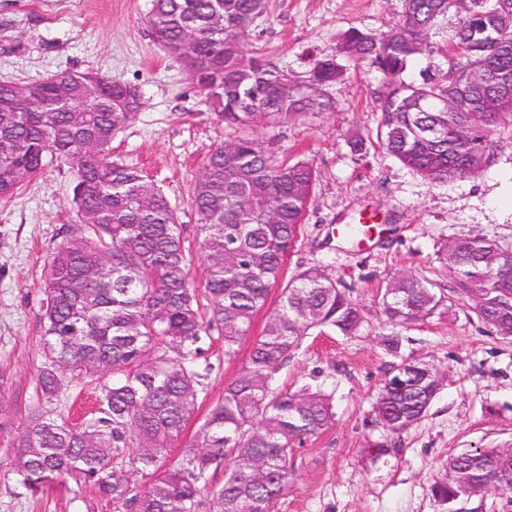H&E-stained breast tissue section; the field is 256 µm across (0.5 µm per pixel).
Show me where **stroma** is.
Returning <instances> with one entry per match:
<instances>
[{
  "label": "stroma",
  "instance_id": "obj_1",
  "mask_svg": "<svg viewBox=\"0 0 512 512\" xmlns=\"http://www.w3.org/2000/svg\"><path fill=\"white\" fill-rule=\"evenodd\" d=\"M149 8L150 0H0V81L32 84L62 70H93L140 88L144 105L113 139L112 157L143 170L176 206L200 287L201 236L188 195L209 152L233 132L152 39ZM401 10L402 0H265L247 50L302 73L316 53L335 52L346 32L382 33ZM457 19L451 12L439 20L432 51L418 56L408 78L443 77L448 32ZM381 79L368 64L347 62L331 89L333 111L258 132L280 160L306 161L317 173L285 274L322 270L365 316L356 335L305 336L275 375L278 388L331 396L335 416L297 447L294 482L274 512H448L431 488L446 477L449 458L474 448H512V337L474 317L440 259L443 246L463 233L512 244V129L497 134L495 162L479 176L428 182L376 142ZM72 187L68 168H51L14 198L0 200V371L8 375L9 392L0 408V512H115L94 489L71 482L31 495L10 468L18 432L41 405L43 267L74 220ZM366 208L386 218L375 244L337 235V225L355 222ZM400 271L426 279L442 298L433 314L405 327L387 323L380 304L387 278ZM279 298V288H272L233 357H225L218 333L203 338L200 363L209 372L200 411L245 365ZM404 362L432 366L441 384L424 416L394 436L378 424L374 407L381 386ZM94 401L91 389L71 383L48 410L80 424ZM379 444L387 447L381 456Z\"/></svg>",
  "mask_w": 512,
  "mask_h": 512
}]
</instances>
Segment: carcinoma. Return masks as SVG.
Listing matches in <instances>:
<instances>
[{
  "label": "carcinoma",
  "instance_id": "obj_1",
  "mask_svg": "<svg viewBox=\"0 0 512 512\" xmlns=\"http://www.w3.org/2000/svg\"><path fill=\"white\" fill-rule=\"evenodd\" d=\"M452 10L460 18L448 77L405 82L403 73L430 47L438 19ZM263 12L264 0H151L153 37L226 127L272 128L335 104L327 92L343 77L335 55L316 59L299 76L245 54L250 27ZM189 31L198 44L188 53ZM498 34L512 38V0H403L389 30L349 31L337 48L383 75L377 141L430 182L479 174L495 157V133L512 127V102H498L500 82H512V53L495 51L489 36ZM465 67L472 89L460 98L453 82ZM66 76L75 100L89 108L79 121L57 105L49 76L31 92L50 112L26 111L14 101L11 83L0 82V199L12 198L50 165L71 169L76 219L44 262L46 364L37 385L49 403L64 379H90L101 392L99 417L75 428L41 409L31 412L15 443L19 483L34 495L71 479L111 499L115 512H273L294 480L295 447L328 427L334 412L328 396L278 391L272 378L310 332L330 328L352 336L363 323L359 306L322 271L284 278L315 170L305 161H276L251 134L209 153L189 201L203 234L206 278L199 289L163 189L112 159V140L142 107L140 89L94 71ZM443 259L473 315L512 336V246L461 235ZM276 285L279 308L246 365L171 457L207 391L198 363L203 337L218 331L224 355L234 356ZM477 288L484 289L478 299ZM382 305L389 323L406 325L431 315L440 298L430 283L402 273L387 280ZM432 399L431 381L411 373L400 390L381 387L377 420L399 434ZM494 456V448L472 450L470 465L481 484L469 495L512 492L508 476L487 466ZM222 466L224 485L216 487L210 472ZM137 475L149 484L137 486ZM458 490L450 472L431 493L446 502Z\"/></svg>",
  "mask_w": 512,
  "mask_h": 512
}]
</instances>
